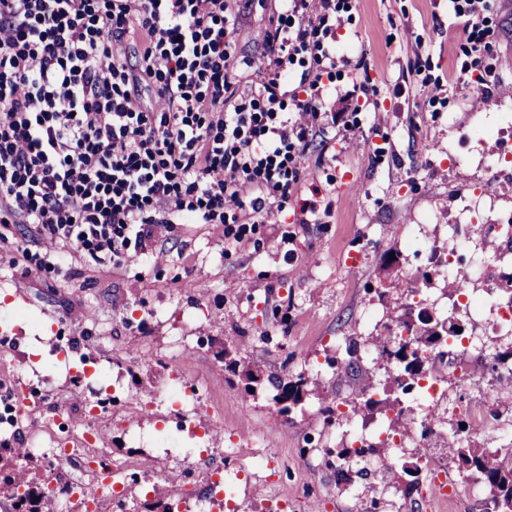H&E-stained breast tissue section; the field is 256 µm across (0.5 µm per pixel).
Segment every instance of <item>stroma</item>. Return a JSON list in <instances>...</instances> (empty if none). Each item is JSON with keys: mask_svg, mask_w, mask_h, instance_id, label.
<instances>
[{"mask_svg": "<svg viewBox=\"0 0 512 512\" xmlns=\"http://www.w3.org/2000/svg\"><path fill=\"white\" fill-rule=\"evenodd\" d=\"M328 23L334 35L323 46L336 58L299 50L280 92L281 111L293 109L301 76L321 75L320 108L341 113L311 144L309 177L275 223L247 232L245 246L224 243L208 224H178L157 255L100 272L63 278L47 271L20 276L11 253L0 251V303L25 313L21 329L0 335V359L23 381L30 403L15 426L13 384L0 379V445H15L31 426L46 422L64 438L81 432L83 404L96 401L88 382L65 387L52 381L56 351L69 346L71 362L94 359L121 371L123 388L105 406L112 421L98 432L104 462L130 461L126 506L136 512H194L209 493L193 456L237 468L230 443L276 449L277 480L236 481L232 498L242 512L283 500L294 512H478L486 490L473 478L453 496L426 506L404 497V469L416 461L414 445L389 452L390 469L370 459L369 477L340 483L326 449L342 434L323 421L321 409L349 398L362 376L383 380L380 361L361 356V376H340L333 358L349 338L366 339L405 309L402 282L425 272L429 256L409 248L418 236L448 244L458 223V203L475 186L512 208V190L486 179V163L502 149L485 138L471 154L470 131L499 113H512V0H492L477 33L485 63L498 78L483 93L464 51L456 8L465 0H336ZM280 11L278 0L240 12L229 34L240 76L260 58L261 38ZM465 155L449 164V151ZM315 202L302 223L304 201ZM397 260L382 265L384 252ZM493 346L474 355L487 411H498L491 429L475 434L493 447L497 429L512 428V385L490 381ZM250 361L261 376L289 369L304 373L308 396L290 415L277 413L268 385L246 391L226 371L227 359ZM178 364L199 400L189 415L167 401L170 364ZM145 390L154 408L134 412Z\"/></svg>", "mask_w": 512, "mask_h": 512, "instance_id": "obj_1", "label": "stroma"}]
</instances>
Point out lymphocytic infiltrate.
<instances>
[{
  "label": "lymphocytic infiltrate",
  "instance_id": "f902f5d3",
  "mask_svg": "<svg viewBox=\"0 0 512 512\" xmlns=\"http://www.w3.org/2000/svg\"><path fill=\"white\" fill-rule=\"evenodd\" d=\"M283 6L297 25L265 30L243 87L227 0H0V245L22 276L122 264L177 224L220 227L240 245L282 211L306 180L310 140L336 119L316 79L293 111L246 104L278 102L287 61L321 50L336 9Z\"/></svg>",
  "mask_w": 512,
  "mask_h": 512
}]
</instances>
